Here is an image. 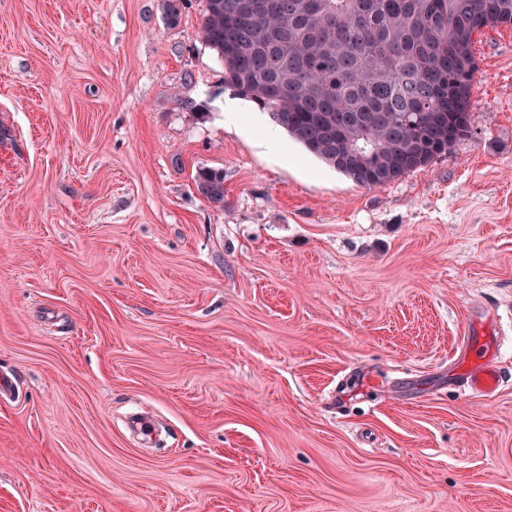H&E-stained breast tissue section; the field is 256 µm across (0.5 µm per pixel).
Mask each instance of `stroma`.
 Instances as JSON below:
<instances>
[{
    "mask_svg": "<svg viewBox=\"0 0 512 512\" xmlns=\"http://www.w3.org/2000/svg\"><path fill=\"white\" fill-rule=\"evenodd\" d=\"M204 8L0 0V512H512V28L470 134L368 189L225 88ZM196 189L216 207L224 205V173L215 169H200L195 180ZM487 337L484 354L476 361L471 358V354L465 353L461 365L465 364L467 355L469 364L458 374V382L461 387L481 395L497 392L505 382H508L507 376L490 359L495 354L492 346L494 340L492 336Z\"/></svg>",
    "mask_w": 512,
    "mask_h": 512,
    "instance_id": "35a3bbf8",
    "label": "stroma"
}]
</instances>
